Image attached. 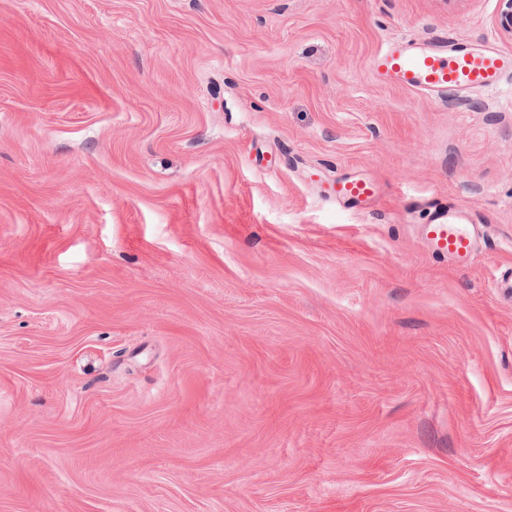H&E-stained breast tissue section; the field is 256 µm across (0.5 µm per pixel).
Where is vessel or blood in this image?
<instances>
[{"mask_svg":"<svg viewBox=\"0 0 512 512\" xmlns=\"http://www.w3.org/2000/svg\"><path fill=\"white\" fill-rule=\"evenodd\" d=\"M370 65L382 84L441 97L451 92L499 89L512 76V52L491 45L460 48L453 36L443 33L427 40L403 38L384 45L372 56ZM373 193V186L364 181L336 184L340 199L362 201ZM428 205L432 218L422 231L430 249L453 263L468 262L480 234L478 221L440 199L429 200Z\"/></svg>","mask_w":512,"mask_h":512,"instance_id":"1","label":"vessel or blood"}]
</instances>
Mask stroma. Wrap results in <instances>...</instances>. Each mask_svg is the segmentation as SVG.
Returning <instances> with one entry per match:
<instances>
[{"label": "stroma", "instance_id": "stroma-1", "mask_svg": "<svg viewBox=\"0 0 512 512\" xmlns=\"http://www.w3.org/2000/svg\"><path fill=\"white\" fill-rule=\"evenodd\" d=\"M498 13L0 0V512H512V83L370 69ZM374 194L370 183L356 180H341L336 183V198L362 201ZM426 204L433 209L428 224H422L423 236L430 249L455 264L470 260L480 234V223L466 211L448 208L440 199Z\"/></svg>", "mask_w": 512, "mask_h": 512}]
</instances>
